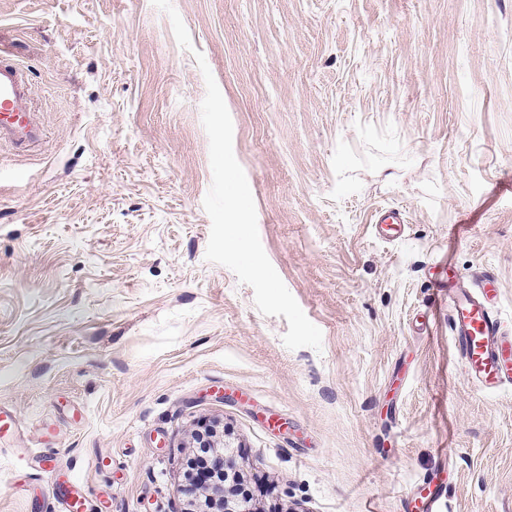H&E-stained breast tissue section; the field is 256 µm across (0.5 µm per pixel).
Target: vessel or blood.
Here are the masks:
<instances>
[{
    "label": "vessel or blood",
    "instance_id": "b4317fda",
    "mask_svg": "<svg viewBox=\"0 0 512 512\" xmlns=\"http://www.w3.org/2000/svg\"><path fill=\"white\" fill-rule=\"evenodd\" d=\"M43 137L27 72L14 55L0 50V142L28 149ZM373 224L377 235L389 242L405 233L404 218L395 208L378 212ZM434 286L447 292L449 341L470 384L484 393L511 386L512 330L501 316L497 277L481 266L464 277L451 267L435 275ZM49 462L43 454L27 460L33 471L51 473V491L40 512H94L92 499L72 474L49 469Z\"/></svg>",
    "mask_w": 512,
    "mask_h": 512
}]
</instances>
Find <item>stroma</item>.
<instances>
[{
    "instance_id": "stroma-1",
    "label": "stroma",
    "mask_w": 512,
    "mask_h": 512,
    "mask_svg": "<svg viewBox=\"0 0 512 512\" xmlns=\"http://www.w3.org/2000/svg\"><path fill=\"white\" fill-rule=\"evenodd\" d=\"M172 3L192 50L152 0H0L46 131L0 144V406L24 428L0 512L45 494L19 454L44 426L110 512H181L208 424L279 512H406L440 462L450 512H512V387L470 385L428 283L485 266L512 325V0ZM198 52L321 349L205 258ZM383 206L404 241L376 238Z\"/></svg>"
}]
</instances>
